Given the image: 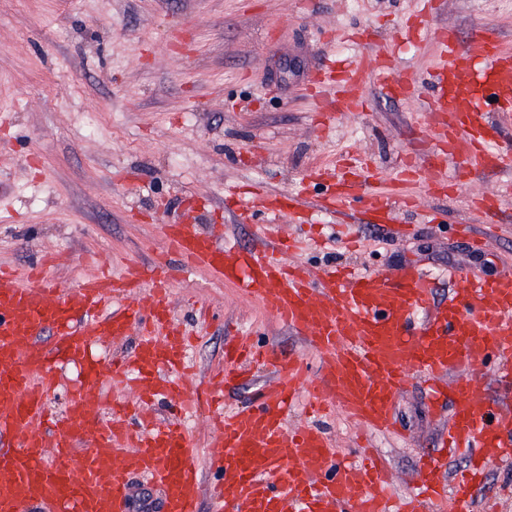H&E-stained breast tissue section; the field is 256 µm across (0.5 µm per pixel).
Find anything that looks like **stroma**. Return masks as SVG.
Listing matches in <instances>:
<instances>
[{"mask_svg": "<svg viewBox=\"0 0 512 512\" xmlns=\"http://www.w3.org/2000/svg\"><path fill=\"white\" fill-rule=\"evenodd\" d=\"M422 0H0V265L24 268L56 252L47 273L71 286L94 266L121 273L127 259L169 261L167 225L181 219L185 196L199 197L201 230L248 247L252 227L236 223L225 187L291 190L316 166L348 155L392 171L412 152L427 98L389 93L377 80L362 88L363 106L319 118L308 84L329 56L356 57L374 67L387 53L393 73L426 80L440 49L406 20ZM430 26L466 37L488 28L512 48V0H430ZM511 180V170L465 176L449 195L407 185L416 199L399 209L414 225L406 240L376 241L358 233L362 249L344 247L343 217L314 213L332 234L329 248L310 245L296 261L312 267L344 264L359 271L415 262L448 296V271L480 258L495 273L512 261V197L500 203L502 229L473 255L457 225L481 227L470 200ZM207 305L200 323L188 299ZM169 316L196 334L190 354L201 381L224 353V327L255 341L317 357L303 336L278 323L233 284L198 269L178 280ZM399 434L367 432L343 414L321 427L341 456L369 442L386 461L393 488L413 492L418 459L438 453L448 411L434 406L426 386L409 377L395 399Z\"/></svg>", "mask_w": 512, "mask_h": 512, "instance_id": "obj_1", "label": "stroma"}]
</instances>
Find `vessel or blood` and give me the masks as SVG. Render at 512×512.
<instances>
[{
    "mask_svg": "<svg viewBox=\"0 0 512 512\" xmlns=\"http://www.w3.org/2000/svg\"><path fill=\"white\" fill-rule=\"evenodd\" d=\"M441 63L430 74L433 172L429 189L446 191L449 162L467 174L512 167V140L491 123L512 112V52L488 29L466 40L436 29ZM365 69L351 62L334 79L354 96ZM328 169L312 188L240 193L236 219L255 227L256 246L221 244L216 232L191 220L169 225L168 249L179 268L127 264L120 276L101 270L74 287L46 274L48 255L24 271L0 267V512H129L131 477L144 476L160 493L158 512H198L209 492L213 512H422L424 499L446 512H474L487 465L512 463V409L481 390L493 375L512 385V265L484 276L453 269L447 299L408 263L358 274L345 266L321 270L288 263L293 245L275 231L277 215L304 219L318 208L341 214L361 202L364 224L394 225L389 193ZM204 267L258 298L275 318L306 337L318 358L276 346L257 347L232 335L205 386H186L189 341L168 326V293L176 273ZM135 335L129 358L107 360L100 343ZM255 361L274 374L256 403L222 409L225 391L248 380ZM77 377L62 414L48 399L63 369ZM417 369L453 413L447 439L472 464L452 483L440 460L423 459L420 493L396 498L384 461L369 449L339 459L323 430L291 429L288 414L301 391L317 408L340 407L368 428L397 429L394 396ZM178 397L213 431L210 458L217 476L204 486L198 450L175 422H157L153 402Z\"/></svg>",
    "mask_w": 512,
    "mask_h": 512,
    "instance_id": "obj_1",
    "label": "vessel or blood"
}]
</instances>
